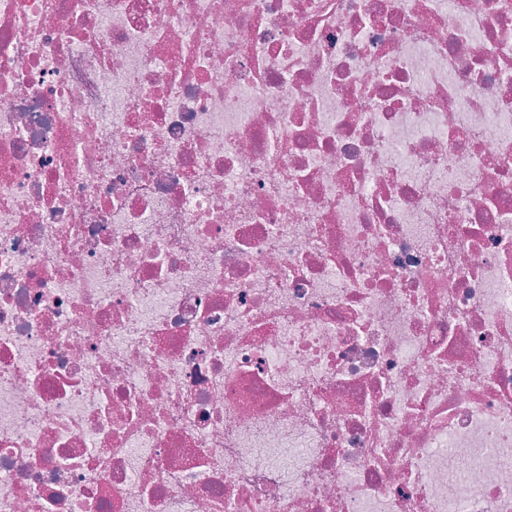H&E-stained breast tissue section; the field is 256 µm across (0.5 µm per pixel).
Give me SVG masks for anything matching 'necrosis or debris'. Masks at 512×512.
Returning <instances> with one entry per match:
<instances>
[{"label": "necrosis or debris", "mask_w": 512, "mask_h": 512, "mask_svg": "<svg viewBox=\"0 0 512 512\" xmlns=\"http://www.w3.org/2000/svg\"><path fill=\"white\" fill-rule=\"evenodd\" d=\"M0 512H512V0H0Z\"/></svg>", "instance_id": "1"}]
</instances>
